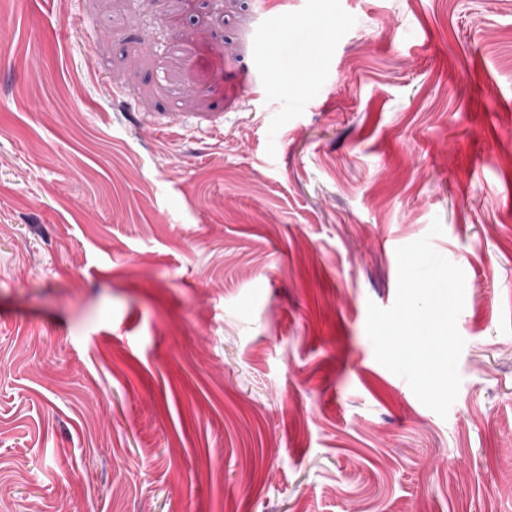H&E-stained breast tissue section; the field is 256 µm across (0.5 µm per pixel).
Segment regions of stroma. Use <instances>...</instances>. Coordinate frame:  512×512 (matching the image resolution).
Masks as SVG:
<instances>
[{"label": "stroma", "instance_id": "obj_1", "mask_svg": "<svg viewBox=\"0 0 512 512\" xmlns=\"http://www.w3.org/2000/svg\"><path fill=\"white\" fill-rule=\"evenodd\" d=\"M0 512H512V0H0Z\"/></svg>", "mask_w": 512, "mask_h": 512}]
</instances>
